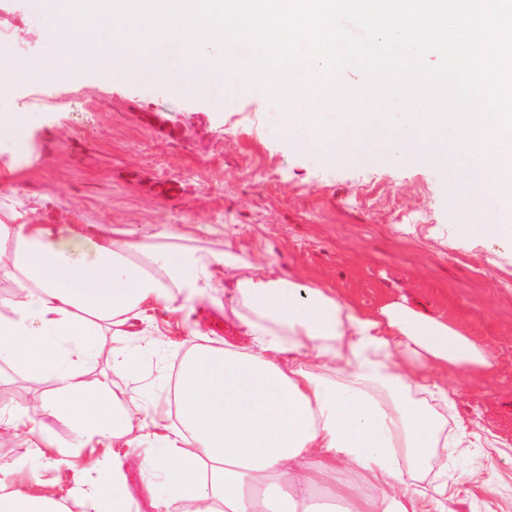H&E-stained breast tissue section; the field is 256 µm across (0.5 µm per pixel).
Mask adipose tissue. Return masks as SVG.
Returning <instances> with one entry per match:
<instances>
[{
  "label": "adipose tissue",
  "instance_id": "adipose-tissue-1",
  "mask_svg": "<svg viewBox=\"0 0 512 512\" xmlns=\"http://www.w3.org/2000/svg\"><path fill=\"white\" fill-rule=\"evenodd\" d=\"M167 227L139 239L97 225L33 224L0 212V363L52 384L36 406L63 418L74 447H106L93 477L69 496L0 478V512H132L124 449L144 430L165 444L143 468L163 479L156 512H451L448 457L482 438L471 420L446 428L408 389L454 407L450 374L495 368L490 350L404 302L368 311L332 288L284 277L274 262L253 267L225 241L220 252L180 246ZM223 302L245 345L197 346L181 363L168 405L148 414L122 400L131 342L150 335L148 310L182 315ZM112 339V372L94 371L95 339ZM176 411L178 424L163 414ZM433 468V483L416 484ZM203 478H195V471Z\"/></svg>",
  "mask_w": 512,
  "mask_h": 512
}]
</instances>
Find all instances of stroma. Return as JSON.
<instances>
[{"label":"stroma","instance_id":"1","mask_svg":"<svg viewBox=\"0 0 512 512\" xmlns=\"http://www.w3.org/2000/svg\"><path fill=\"white\" fill-rule=\"evenodd\" d=\"M0 20L31 59L58 56V45L37 35L43 18L33 0H0ZM10 90L14 111L28 115L22 134L31 151L20 158L0 142V186L19 189L0 207L34 224H122L141 235L174 225L186 245L213 252L229 236L249 254L275 260L286 276L321 281L363 309L407 300L491 348V376L458 374L448 384L459 392L462 418L512 442V241H457L442 171L376 156L330 166L272 136L284 102L263 103L221 81L209 98L194 99L147 76L104 81L75 68L64 78L31 75ZM189 322L197 335L188 334ZM151 324L125 388L149 412L192 347L238 339L223 307L209 303L184 322L154 311ZM39 422L61 453L36 457L1 431L0 476L68 495L75 475L93 473L102 451H73L64 421ZM140 454L128 451L127 491L135 512H155L163 487L142 470ZM455 508L512 512V491L466 483Z\"/></svg>","mask_w":512,"mask_h":512}]
</instances>
